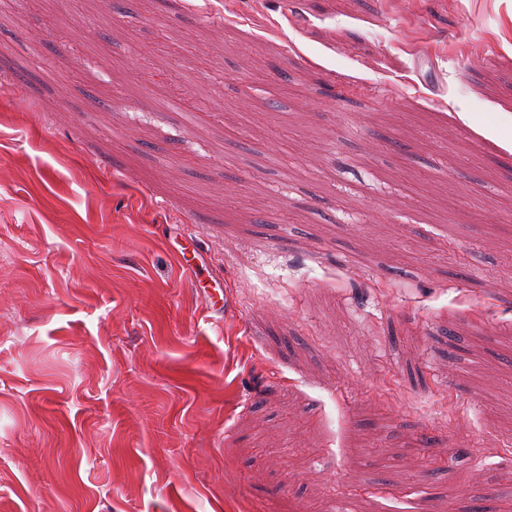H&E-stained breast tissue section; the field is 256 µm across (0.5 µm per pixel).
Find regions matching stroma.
Returning a JSON list of instances; mask_svg holds the SVG:
<instances>
[{
  "instance_id": "35a3bbf8",
  "label": "stroma",
  "mask_w": 512,
  "mask_h": 512,
  "mask_svg": "<svg viewBox=\"0 0 512 512\" xmlns=\"http://www.w3.org/2000/svg\"><path fill=\"white\" fill-rule=\"evenodd\" d=\"M0 82V512H512V0H0Z\"/></svg>"
}]
</instances>
